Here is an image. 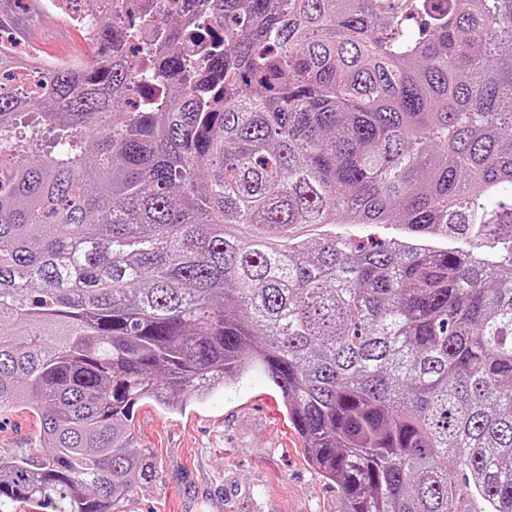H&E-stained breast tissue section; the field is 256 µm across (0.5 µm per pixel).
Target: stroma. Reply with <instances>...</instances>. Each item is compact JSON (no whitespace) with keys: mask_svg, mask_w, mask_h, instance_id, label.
I'll use <instances>...</instances> for the list:
<instances>
[{"mask_svg":"<svg viewBox=\"0 0 512 512\" xmlns=\"http://www.w3.org/2000/svg\"><path fill=\"white\" fill-rule=\"evenodd\" d=\"M0 14L51 61L92 55L80 27L67 16L37 12L36 0H0ZM133 423L158 466L155 481L138 492V512H340L336 485L305 460L262 372L178 412L141 406ZM36 435L27 410L7 412L0 417V455L18 454Z\"/></svg>","mask_w":512,"mask_h":512,"instance_id":"stroma-1","label":"stroma"}]
</instances>
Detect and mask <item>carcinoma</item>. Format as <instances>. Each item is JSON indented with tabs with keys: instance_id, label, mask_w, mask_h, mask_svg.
Listing matches in <instances>:
<instances>
[{
	"instance_id": "carcinoma-1",
	"label": "carcinoma",
	"mask_w": 512,
	"mask_h": 512,
	"mask_svg": "<svg viewBox=\"0 0 512 512\" xmlns=\"http://www.w3.org/2000/svg\"><path fill=\"white\" fill-rule=\"evenodd\" d=\"M178 7L0 49V512H135L136 409L254 369L342 512H512V0ZM336 233L365 240L366 237L383 239L385 237L392 236L395 233V230L391 225L382 228L362 224H336ZM0 455L13 456L30 448L37 435L35 418L26 409H13L0 418Z\"/></svg>"
}]
</instances>
